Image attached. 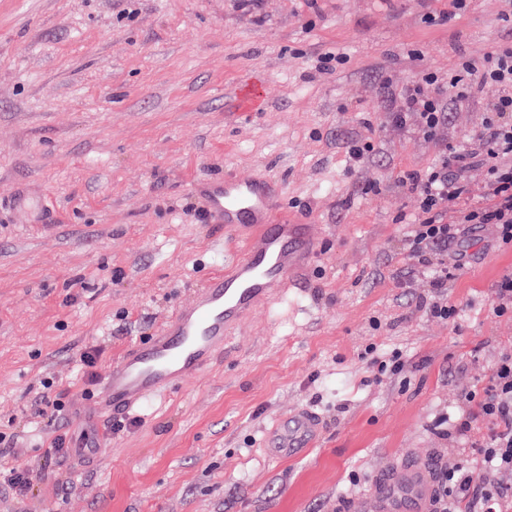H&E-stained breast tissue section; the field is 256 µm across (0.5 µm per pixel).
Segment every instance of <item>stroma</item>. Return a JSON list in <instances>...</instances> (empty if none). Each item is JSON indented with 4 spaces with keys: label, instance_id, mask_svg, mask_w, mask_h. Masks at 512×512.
<instances>
[{
    "label": "stroma",
    "instance_id": "35a3bbf8",
    "mask_svg": "<svg viewBox=\"0 0 512 512\" xmlns=\"http://www.w3.org/2000/svg\"><path fill=\"white\" fill-rule=\"evenodd\" d=\"M0 0V466L37 477L0 512H345L388 467L436 472L473 460L446 433L461 396L512 350L494 311L512 245L485 226L441 296L412 270L419 201L400 183L437 160L395 128L380 86L440 81L512 33V0ZM340 54L321 71L324 54ZM488 98L456 105L443 137L465 145ZM370 140L361 164L350 139ZM260 174L280 210L315 225L317 255L284 297L205 371L111 432L93 420L83 352L100 367L155 335L241 242L202 217L191 184ZM400 355L378 374L363 352ZM58 384L44 389L43 381ZM66 396L60 416L42 398ZM43 408L35 416V408ZM310 409L316 444H263ZM105 432L89 458L74 449ZM73 449L51 458L55 435Z\"/></svg>",
    "mask_w": 512,
    "mask_h": 512
}]
</instances>
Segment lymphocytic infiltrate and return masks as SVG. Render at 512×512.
<instances>
[{
	"mask_svg": "<svg viewBox=\"0 0 512 512\" xmlns=\"http://www.w3.org/2000/svg\"><path fill=\"white\" fill-rule=\"evenodd\" d=\"M385 109L399 128L439 144V157L425 174L410 173L401 184L417 196L421 218L408 242V258L426 269L431 287L448 285V265L443 258L449 241L460 226L478 232L493 225L499 238L512 242V42L487 53L481 60H461L457 74L440 84L430 73L420 74L400 88L383 83ZM494 99L479 131L461 147L445 145L442 132L448 114L457 103L485 94ZM488 168L487 201L470 207L464 201L465 174L473 164ZM466 411L456 432L462 440L472 438L474 423L489 419L496 428L478 452L488 473L476 467L457 465L442 471L432 498V512H457L468 503L469 512H505L503 495L493 476L512 472V353L502 354L484 393H464Z\"/></svg>",
	"mask_w": 512,
	"mask_h": 512,
	"instance_id": "obj_1",
	"label": "lymphocytic infiltrate"
}]
</instances>
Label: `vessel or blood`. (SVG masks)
<instances>
[{
	"label": "vessel or blood",
	"mask_w": 512,
	"mask_h": 512,
	"mask_svg": "<svg viewBox=\"0 0 512 512\" xmlns=\"http://www.w3.org/2000/svg\"><path fill=\"white\" fill-rule=\"evenodd\" d=\"M192 190L210 223L247 227L252 234L155 336L128 344L103 373L97 407L112 417L130 416L224 355L243 322L275 303L314 254L318 236L312 225L272 223L280 195L269 179L228 173L194 183ZM317 432L314 414H292L277 421L266 443L297 455L312 446ZM372 498L371 512H400L405 500L415 512H429L431 486L423 471L408 469L394 474Z\"/></svg>",
	"instance_id": "obj_1"
}]
</instances>
